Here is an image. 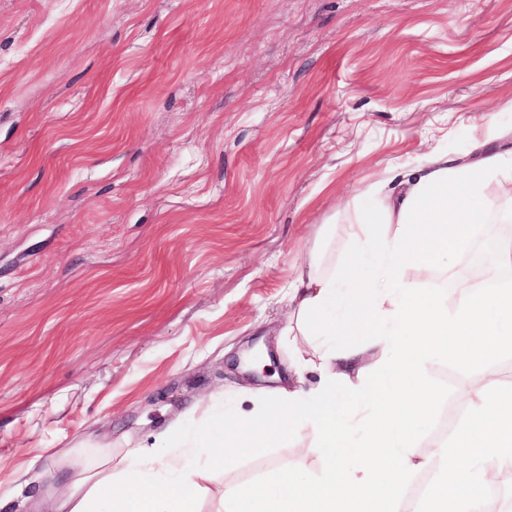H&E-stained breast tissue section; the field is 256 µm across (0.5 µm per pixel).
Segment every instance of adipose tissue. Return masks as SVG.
<instances>
[{
	"label": "adipose tissue",
	"instance_id": "1",
	"mask_svg": "<svg viewBox=\"0 0 512 512\" xmlns=\"http://www.w3.org/2000/svg\"><path fill=\"white\" fill-rule=\"evenodd\" d=\"M456 158L440 152L399 167L398 191L360 200L353 242L338 266L318 251L302 254L288 285L294 327L317 382L259 395L249 419L213 421L174 446L167 429L152 446L131 448L119 472L87 467L80 477L35 495L0 486V508L23 500L29 512H198L201 472L220 477L244 455L311 434L322 450L318 476L282 469L262 485L224 489V512H407L404 487L422 470L436 473L425 512H486V491L512 473V382L496 356L512 349V239H497L496 262L482 282L429 292L406 270L431 264L453 272L458 258L485 240L487 187L512 201V151ZM455 352L486 366L483 383L462 392L469 416L445 448L422 453L433 395L410 378L426 361Z\"/></svg>",
	"mask_w": 512,
	"mask_h": 512
}]
</instances>
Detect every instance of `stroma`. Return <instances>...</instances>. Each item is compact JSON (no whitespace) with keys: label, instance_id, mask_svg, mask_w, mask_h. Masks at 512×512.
I'll use <instances>...</instances> for the list:
<instances>
[{"label":"stroma","instance_id":"stroma-1","mask_svg":"<svg viewBox=\"0 0 512 512\" xmlns=\"http://www.w3.org/2000/svg\"><path fill=\"white\" fill-rule=\"evenodd\" d=\"M492 112L496 128L477 130ZM512 130V0H0V482L250 412L295 359L293 258L338 262L398 162ZM483 366L444 355L421 447ZM316 474L295 433L200 477Z\"/></svg>","mask_w":512,"mask_h":512}]
</instances>
